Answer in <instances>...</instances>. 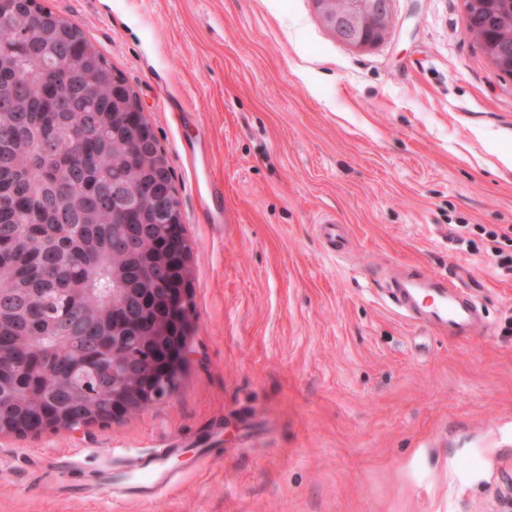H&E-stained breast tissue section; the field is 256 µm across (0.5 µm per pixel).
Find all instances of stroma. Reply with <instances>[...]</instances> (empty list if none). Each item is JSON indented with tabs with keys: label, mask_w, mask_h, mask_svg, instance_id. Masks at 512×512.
<instances>
[{
	"label": "stroma",
	"mask_w": 512,
	"mask_h": 512,
	"mask_svg": "<svg viewBox=\"0 0 512 512\" xmlns=\"http://www.w3.org/2000/svg\"><path fill=\"white\" fill-rule=\"evenodd\" d=\"M41 2L123 75L166 154L190 330L163 401L0 436V512H512V266L489 236L512 230V76L460 0H392L367 49L312 0ZM452 268L490 335L436 334L386 295ZM169 444L156 498L100 490L101 464Z\"/></svg>",
	"instance_id": "35a3bbf8"
}]
</instances>
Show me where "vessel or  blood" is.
Returning a JSON list of instances; mask_svg holds the SVG:
<instances>
[{"instance_id": "1", "label": "vessel or blood", "mask_w": 512, "mask_h": 512, "mask_svg": "<svg viewBox=\"0 0 512 512\" xmlns=\"http://www.w3.org/2000/svg\"><path fill=\"white\" fill-rule=\"evenodd\" d=\"M387 296L410 320L436 331L474 337L489 330L478 294L474 288L463 285L458 274H401L392 280ZM168 454V449L159 448L132 460L139 495L154 497L157 490L173 482V474L164 466Z\"/></svg>"}]
</instances>
